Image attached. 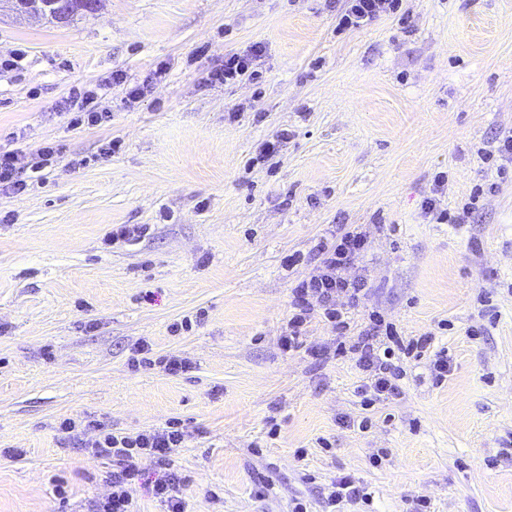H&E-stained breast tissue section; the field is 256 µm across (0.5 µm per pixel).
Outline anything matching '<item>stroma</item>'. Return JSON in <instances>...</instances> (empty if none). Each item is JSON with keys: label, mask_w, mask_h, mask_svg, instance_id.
<instances>
[{"label": "stroma", "mask_w": 512, "mask_h": 512, "mask_svg": "<svg viewBox=\"0 0 512 512\" xmlns=\"http://www.w3.org/2000/svg\"><path fill=\"white\" fill-rule=\"evenodd\" d=\"M337 32L325 0H100L66 25L0 16V152L60 151L26 192L0 193V512H90L111 462L58 424L136 433L179 419L186 512H512V0H402ZM264 49L261 85H210L225 54ZM122 74L115 82L113 74ZM152 79L147 96L127 90ZM94 89L108 123L72 129ZM290 136L256 162L262 142ZM121 149L98 159L102 143ZM468 223L424 214L437 173ZM117 224L146 236L111 246ZM355 227L368 251L352 308L431 333L452 369L405 362L399 395L364 408L359 372L321 319L280 344L290 288L318 240ZM303 255L291 266L288 255ZM201 315L190 332L172 324ZM148 346L155 363L132 369ZM186 361L171 374L167 356ZM369 417L367 431L350 420ZM269 485L256 497L257 478ZM328 505L336 510L329 512H341L337 510L341 508L344 503H364L367 504L370 499V494L365 492V488L360 485L350 475L341 476L333 483V490L329 493Z\"/></svg>", "instance_id": "1"}]
</instances>
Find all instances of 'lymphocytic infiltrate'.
<instances>
[{
  "mask_svg": "<svg viewBox=\"0 0 512 512\" xmlns=\"http://www.w3.org/2000/svg\"><path fill=\"white\" fill-rule=\"evenodd\" d=\"M399 0H343L336 11L338 28L358 29L371 24L382 14L396 13ZM262 56L261 46L255 45L242 53L225 56L224 63L210 71L209 84H231L256 78V66ZM54 146L45 147L36 159H27L21 152L0 154V188L20 194L26 191L27 172H39L57 154ZM368 250V240L360 231L348 230L334 242H319L314 252L318 264L307 279L292 289V310L287 330L282 338L284 349L301 348L309 323L322 317L333 329L345 332L350 328L349 317L338 308L337 297L343 296L349 305H357L367 286L364 276L349 277L347 271ZM430 337L402 339L393 324L371 316L367 329L358 333L348 350L356 358L363 377L356 392L362 406L389 399L399 392L403 376V358H418L428 351ZM59 429L76 448L90 449L92 454L111 460L113 469L107 482L110 491L92 506V512H132L130 488L140 476V463L149 464L154 472L150 491L164 503L167 512H185L180 495L186 478L174 467L173 457L185 440L179 422L171 421L159 429L135 434L112 431L106 424L89 419L81 422L65 419Z\"/></svg>",
  "mask_w": 512,
  "mask_h": 512,
  "instance_id": "obj_1",
  "label": "lymphocytic infiltrate"
}]
</instances>
